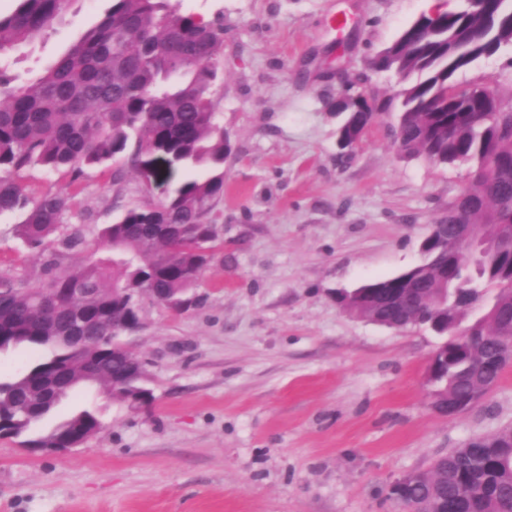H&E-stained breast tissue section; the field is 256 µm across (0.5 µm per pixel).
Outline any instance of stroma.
Returning <instances> with one entry per match:
<instances>
[{"label": "stroma", "mask_w": 512, "mask_h": 512, "mask_svg": "<svg viewBox=\"0 0 512 512\" xmlns=\"http://www.w3.org/2000/svg\"><path fill=\"white\" fill-rule=\"evenodd\" d=\"M458 3L179 0L224 26L214 93L234 148L214 207L224 249L186 311L142 300L143 327L126 343L146 369L149 404L81 388L29 435L89 408L102 427L83 444L34 451L0 437V512H404L392 483L512 427V366L476 406L441 415L429 377L441 337L336 302L337 290L419 263L431 225L467 183L466 166L399 152V79L371 64L417 16ZM104 6L72 0L61 25L8 57L10 70L38 77ZM453 81L511 102L512 49ZM346 85L385 109L341 164L325 102ZM186 177L163 167L147 179L120 156L77 178L36 167L21 180L34 198L66 194L74 225L92 240ZM21 220L0 217V271L32 280L46 256L17 239Z\"/></svg>", "instance_id": "1"}]
</instances>
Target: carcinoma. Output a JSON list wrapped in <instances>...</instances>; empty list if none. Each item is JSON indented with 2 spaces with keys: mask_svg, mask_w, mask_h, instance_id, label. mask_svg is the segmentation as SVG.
<instances>
[{
  "mask_svg": "<svg viewBox=\"0 0 512 512\" xmlns=\"http://www.w3.org/2000/svg\"><path fill=\"white\" fill-rule=\"evenodd\" d=\"M71 0H18L0 14V56L34 42L62 20ZM98 21L31 82L0 66V216L21 212L18 236L49 251L42 277L26 283L0 272V349L28 343L51 356L27 374L0 381V433L24 437L55 407V387L112 386L121 364L112 341L134 319L129 298L115 288L170 301L195 287L203 267L223 249L209 214L224 195V162L232 152L213 88L223 80L224 25L182 13L172 0H108ZM414 24L372 64L407 81L394 142L408 158L436 165H471L469 185L434 222L421 244L422 261L408 270L345 293L338 303L360 316L402 329L424 325L448 340L454 355L441 369L438 392L469 400L499 381L512 360V106L498 112L475 88L455 85L456 72L491 55L512 31V0H486L437 10ZM360 97L340 127L357 142L377 120ZM144 177L163 158L171 168L207 167L157 204L132 207L97 235L99 246L77 273L60 269L66 254L86 248L72 227L69 197L30 198L17 174L32 166L79 177L118 155ZM122 245L127 262L112 255ZM56 288H83L57 320L48 297ZM101 423L83 410L28 448L67 447ZM397 500L408 512H438L444 502L464 512H512V428L469 440L439 457Z\"/></svg>",
  "mask_w": 512,
  "mask_h": 512,
  "instance_id": "1",
  "label": "carcinoma"
}]
</instances>
